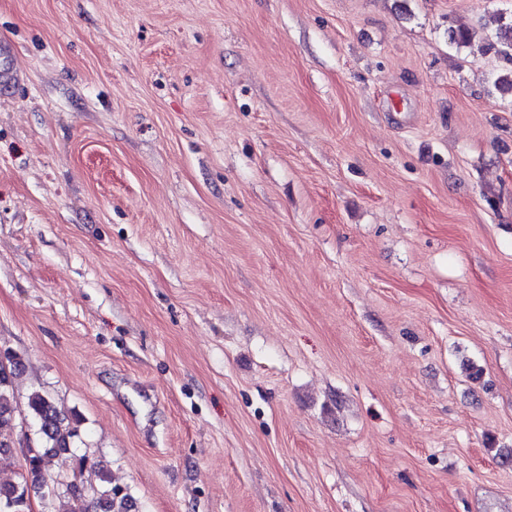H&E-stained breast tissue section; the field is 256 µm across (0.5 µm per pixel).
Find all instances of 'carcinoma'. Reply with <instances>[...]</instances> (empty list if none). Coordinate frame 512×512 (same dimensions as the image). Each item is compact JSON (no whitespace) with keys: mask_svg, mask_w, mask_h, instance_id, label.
Here are the masks:
<instances>
[{"mask_svg":"<svg viewBox=\"0 0 512 512\" xmlns=\"http://www.w3.org/2000/svg\"><path fill=\"white\" fill-rule=\"evenodd\" d=\"M499 62L494 81L502 91L512 92V21L499 25L495 42L491 44ZM6 362L0 361V455L12 454L6 432L16 420L19 407L11 387L16 371L23 366L20 356L5 352ZM26 412L39 435V445L30 449L23 460L18 479L0 482V512H28L26 499L43 490L46 480L56 476L62 482H83L91 472L97 483L87 491L63 490L64 512H131L132 501L123 489L112 484L106 462L86 452L75 451L81 420L78 415L61 412L52 398L40 390L33 391L26 403Z\"/></svg>","mask_w":512,"mask_h":512,"instance_id":"carcinoma-1","label":"carcinoma"}]
</instances>
